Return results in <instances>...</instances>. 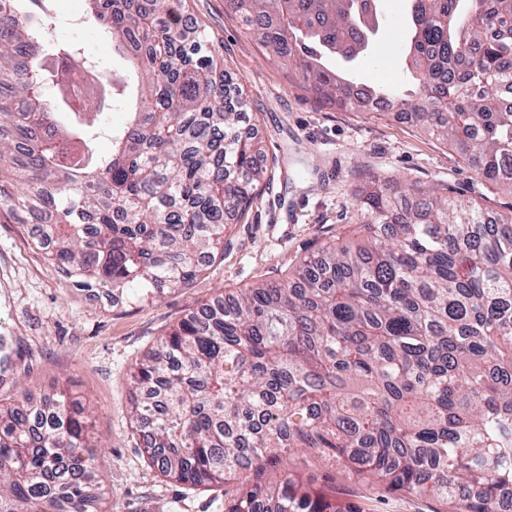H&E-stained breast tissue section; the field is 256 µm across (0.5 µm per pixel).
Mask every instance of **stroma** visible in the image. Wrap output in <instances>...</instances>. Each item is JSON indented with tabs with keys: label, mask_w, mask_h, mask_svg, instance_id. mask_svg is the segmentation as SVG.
I'll use <instances>...</instances> for the list:
<instances>
[{
	"label": "stroma",
	"mask_w": 512,
	"mask_h": 512,
	"mask_svg": "<svg viewBox=\"0 0 512 512\" xmlns=\"http://www.w3.org/2000/svg\"><path fill=\"white\" fill-rule=\"evenodd\" d=\"M186 10L247 96L244 131L261 139L265 179L252 204L224 231V255L194 284L156 301L112 307L104 292L64 287L28 225L0 215V336L12 360L0 372V399L19 383L35 395L80 401L90 435L100 441L98 512H224L241 480L211 486L161 475L131 421L138 363L184 317L222 294L288 279L329 242L359 240L356 187L371 176L447 189L512 215V192L477 177L461 154L391 112L341 109L315 98L301 74L288 72L256 40L225 0H187ZM379 43L351 72L382 86L402 76L406 0H380ZM288 464L304 491L356 512H441L439 502L356 478L333 459L292 451Z\"/></svg>",
	"instance_id": "1"
}]
</instances>
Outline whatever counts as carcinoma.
Segmentation results:
<instances>
[{"mask_svg":"<svg viewBox=\"0 0 512 512\" xmlns=\"http://www.w3.org/2000/svg\"><path fill=\"white\" fill-rule=\"evenodd\" d=\"M51 0L0 14V213L37 214L34 246L64 284L119 303L189 288L224 251L227 215L265 169L240 130L247 99L184 14L185 0H84L87 28L122 47L112 106L133 120L100 156L105 96L74 110ZM379 0H227L261 45L331 104L390 99L512 191V0H409L411 84L353 93L344 71L378 41ZM12 187L6 192L3 186ZM365 238L329 244L283 282L220 296L160 338L134 373L132 419L161 474L190 485L254 481L224 512H353L298 493L293 448L448 512H503L512 489V216L438 188L371 179L356 193ZM100 480L80 417L58 395L0 402V512H89Z\"/></svg>","mask_w":512,"mask_h":512,"instance_id":"carcinoma-1","label":"carcinoma"}]
</instances>
